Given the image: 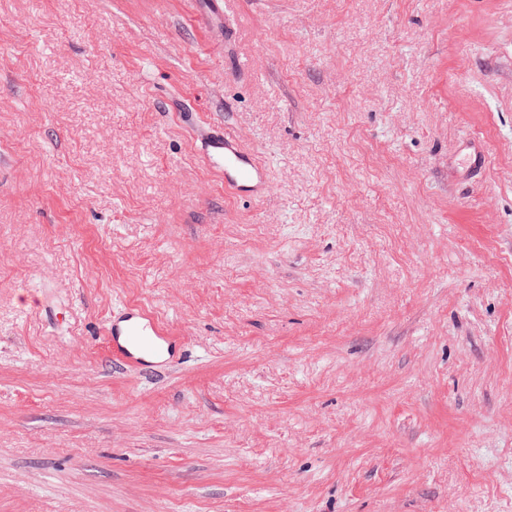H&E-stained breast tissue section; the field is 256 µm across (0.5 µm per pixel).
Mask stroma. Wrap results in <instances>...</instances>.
<instances>
[{
  "mask_svg": "<svg viewBox=\"0 0 512 512\" xmlns=\"http://www.w3.org/2000/svg\"><path fill=\"white\" fill-rule=\"evenodd\" d=\"M0 512H512V0H0ZM190 117L203 146L204 161L224 178V189L240 200L262 198L269 188L266 165L223 125L208 121L198 112ZM107 335L112 357L138 370L167 365L176 350L169 329L139 306L124 305L109 321Z\"/></svg>",
  "mask_w": 512,
  "mask_h": 512,
  "instance_id": "35a3bbf8",
  "label": "stroma"
}]
</instances>
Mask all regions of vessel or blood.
<instances>
[{
	"instance_id": "obj_1",
	"label": "vessel or blood",
	"mask_w": 512,
	"mask_h": 512,
	"mask_svg": "<svg viewBox=\"0 0 512 512\" xmlns=\"http://www.w3.org/2000/svg\"><path fill=\"white\" fill-rule=\"evenodd\" d=\"M192 127L203 146L206 165L224 179V188L240 200H257L268 190L267 167L226 127L192 113ZM108 345L114 359L141 370L163 366L173 357L176 341L146 308L127 305L108 323Z\"/></svg>"
}]
</instances>
